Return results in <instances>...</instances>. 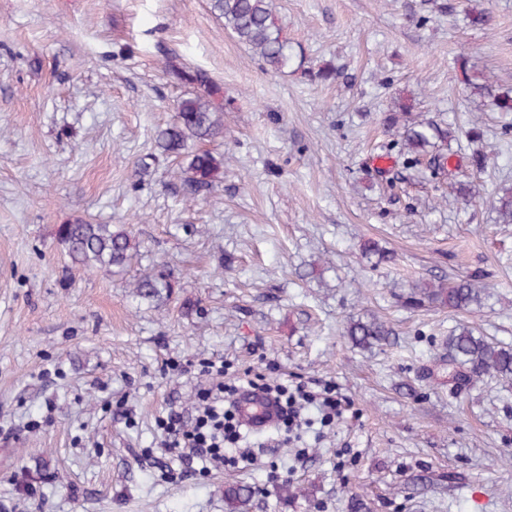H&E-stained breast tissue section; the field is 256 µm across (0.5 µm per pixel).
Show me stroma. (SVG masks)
<instances>
[{
    "label": "stroma",
    "mask_w": 512,
    "mask_h": 512,
    "mask_svg": "<svg viewBox=\"0 0 512 512\" xmlns=\"http://www.w3.org/2000/svg\"><path fill=\"white\" fill-rule=\"evenodd\" d=\"M436 2L275 0L309 66L342 73L314 83L266 72L208 0H0V512H234L235 483L260 489L246 512H347L354 493L370 512H512V377L452 387L442 371L458 324L512 345V224L494 208L512 188V112L485 110L456 67L512 88V0ZM171 52L222 87L210 148L234 156L194 205L154 146L192 91L164 73ZM401 102L404 120L447 127L467 194L397 156L375 165ZM77 218L132 225L131 269L71 265L55 229ZM157 262L179 288L132 303L133 274ZM475 275L469 310L403 302L415 281ZM360 317L390 325V344L353 346ZM263 357L277 379L335 383L355 417L312 420L299 444L269 429L249 468L170 479L156 421L190 410L204 378L165 360L230 362V383Z\"/></svg>",
    "instance_id": "obj_1"
}]
</instances>
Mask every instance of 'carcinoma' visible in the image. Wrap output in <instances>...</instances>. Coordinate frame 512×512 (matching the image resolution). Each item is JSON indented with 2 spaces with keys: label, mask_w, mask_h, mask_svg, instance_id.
Wrapping results in <instances>:
<instances>
[{
  "label": "carcinoma",
  "mask_w": 512,
  "mask_h": 512,
  "mask_svg": "<svg viewBox=\"0 0 512 512\" xmlns=\"http://www.w3.org/2000/svg\"><path fill=\"white\" fill-rule=\"evenodd\" d=\"M209 6L211 13L223 22L224 32L257 55L268 72L286 74L301 68V53L283 35L273 0H210ZM165 71L173 80L199 88L175 102L173 122L158 129L155 137L160 154L179 159L174 174L180 180L183 198L196 203L220 182L224 164L231 160L226 152L197 148L199 143L224 137L223 98L220 87L206 70L187 65L176 53L166 58ZM469 87L471 93L488 99L491 109L512 112L511 94L499 93L487 82L471 83ZM447 139L448 130L428 122L405 124L403 130L396 131L381 146V154L388 156L396 151L407 167L418 165L427 154V169L432 177H449L450 155L440 148V143ZM495 209L502 223L512 224V194L506 192L498 197ZM55 237L71 262L85 269L123 271L140 252V241L125 224H92L75 219L58 225ZM178 285L171 269L157 264L130 283L131 296L159 305ZM480 302L481 288L474 278L418 281L406 297V304L412 308L439 306L453 311L466 310ZM345 335L360 348H372L389 343L393 331L374 318L357 319L348 323ZM446 345L450 384L461 385L484 375H512V346L477 336L466 325L453 330ZM254 495L255 490L249 485L224 489V497L232 506Z\"/></svg>",
  "instance_id": "carcinoma-1"
}]
</instances>
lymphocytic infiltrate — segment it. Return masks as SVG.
<instances>
[{
  "label": "lymphocytic infiltrate",
  "instance_id": "f902f5d3",
  "mask_svg": "<svg viewBox=\"0 0 512 512\" xmlns=\"http://www.w3.org/2000/svg\"><path fill=\"white\" fill-rule=\"evenodd\" d=\"M273 363H265L263 371L226 383L223 366L210 365L204 372L208 383L198 385L193 394V420H186L182 410L168 408L159 420L165 438L163 448L184 469H193L200 462L215 461L220 465L246 468L254 455L247 449L248 432L232 411L235 396L243 390H260L274 397L279 409V427L297 430L302 426V413L316 406L323 420L346 417L352 410L350 402L332 383L316 381H271Z\"/></svg>",
  "mask_w": 512,
  "mask_h": 512
}]
</instances>
